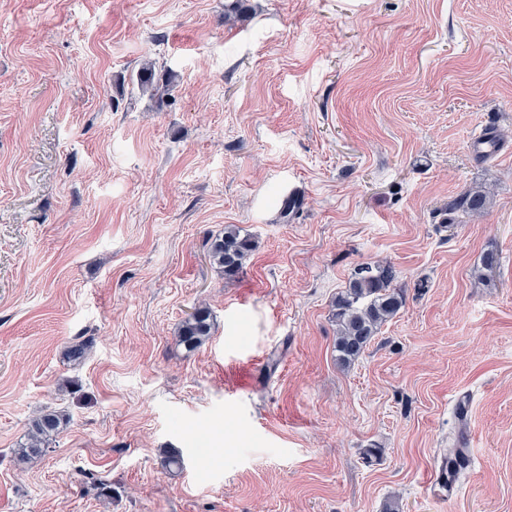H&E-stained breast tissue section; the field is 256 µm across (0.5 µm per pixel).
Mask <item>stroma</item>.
Here are the masks:
<instances>
[{
  "instance_id": "35a3bbf8",
  "label": "stroma",
  "mask_w": 512,
  "mask_h": 512,
  "mask_svg": "<svg viewBox=\"0 0 512 512\" xmlns=\"http://www.w3.org/2000/svg\"><path fill=\"white\" fill-rule=\"evenodd\" d=\"M228 2L0 0V512H512V0ZM361 263L406 303L344 367ZM492 193L490 189L476 188L461 191L452 201L448 203L447 224H460L464 217H475L482 215L491 204ZM254 248L255 243L250 235L242 233L238 226L228 224L224 227V235L212 241L209 258L224 269L226 276L231 277L243 270ZM209 317L207 308H199L189 315L178 327L179 341L189 349L201 345L210 336ZM63 424L66 425V419L56 412H43L35 416L29 423L25 441L14 449V460L27 463L40 457L50 437L58 434Z\"/></svg>"
}]
</instances>
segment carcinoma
I'll use <instances>...</instances> for the list:
<instances>
[{
    "instance_id": "cac0c4a2",
    "label": "carcinoma",
    "mask_w": 512,
    "mask_h": 512,
    "mask_svg": "<svg viewBox=\"0 0 512 512\" xmlns=\"http://www.w3.org/2000/svg\"><path fill=\"white\" fill-rule=\"evenodd\" d=\"M489 189L461 191L448 203L449 224H460L464 217L482 215L491 204ZM255 248L252 237L234 225L224 226V235L215 238L209 249L210 260L224 269V275L239 274ZM396 271L388 263L361 264L351 274L347 286L336 297L337 362L348 366L364 351L378 328L398 314L405 304L404 293L393 286ZM210 313L199 308L178 327L179 341L187 348L201 345L210 336ZM66 423L62 415L43 412L29 423L25 441L14 449V460L27 463L40 457L50 440Z\"/></svg>"
}]
</instances>
